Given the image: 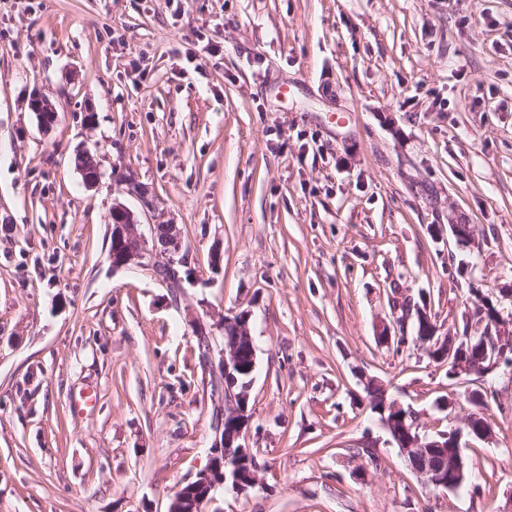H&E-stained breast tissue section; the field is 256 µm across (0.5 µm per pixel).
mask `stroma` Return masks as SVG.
Masks as SVG:
<instances>
[{
	"instance_id": "35a3bbf8",
	"label": "stroma",
	"mask_w": 512,
	"mask_h": 512,
	"mask_svg": "<svg viewBox=\"0 0 512 512\" xmlns=\"http://www.w3.org/2000/svg\"><path fill=\"white\" fill-rule=\"evenodd\" d=\"M118 202L177 225L178 291L113 268ZM474 288L512 316V0H0V512H169L213 441L193 323L219 349L242 311L259 484L208 512H512V369L375 339L404 289L465 334ZM369 378L430 434L489 391L462 488H425Z\"/></svg>"
}]
</instances>
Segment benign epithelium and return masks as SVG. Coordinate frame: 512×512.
Segmentation results:
<instances>
[{"label": "benign epithelium", "mask_w": 512, "mask_h": 512, "mask_svg": "<svg viewBox=\"0 0 512 512\" xmlns=\"http://www.w3.org/2000/svg\"><path fill=\"white\" fill-rule=\"evenodd\" d=\"M31 110L36 112L44 125L48 126L53 121L54 113L45 97H33ZM112 218V267H147L155 279L170 286L179 280L177 267L185 263V254L182 253V244L176 235L175 225L154 224L151 237L147 238L139 231L133 212L125 205L116 204L112 209ZM414 317L419 321L424 320L426 311L414 302L412 295L392 297L391 315L379 325L378 342L388 347L396 343L405 345L408 327ZM249 319L247 312L238 313L230 319V322L237 325L238 340L236 344L217 352L214 351L209 332L201 326L196 329V336L206 339V343L200 345L202 362L210 367L213 363H218V375L215 376L214 384L215 392L221 394V399L212 419L213 441L209 448V465L188 481L192 495L175 497L170 512H204L219 486L229 482L232 487L243 490L258 482L257 474L244 473L230 464L232 449H238L240 456L249 451L245 444L247 422L243 415L247 410L252 374L256 367V347L251 336ZM495 319V337L482 338L477 331L459 337V353L456 358L448 359V375L459 378L474 373L468 356L475 343L481 345L483 358L488 362L480 377L485 378L504 366L512 367V318L498 314ZM216 354L219 355L217 360L214 359ZM380 416L383 427L402 456H425L429 448L448 450V469L439 470L430 460L416 469L423 484L427 487L432 485L436 490H457L466 480L462 437L467 435L484 439L490 434L488 430L466 433L457 426L435 435L422 433L419 431L415 413L397 401L393 402L389 410H381Z\"/></svg>", "instance_id": "obj_1"}]
</instances>
